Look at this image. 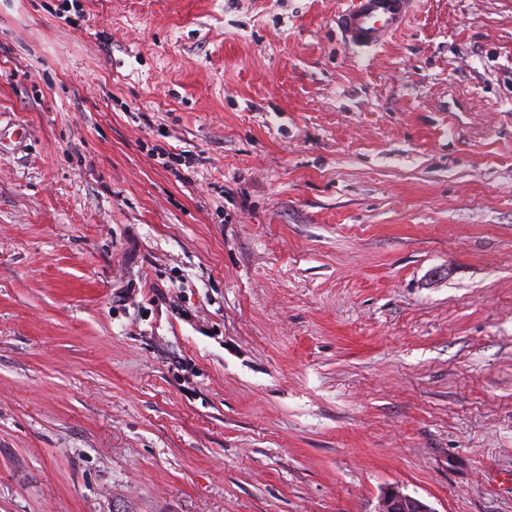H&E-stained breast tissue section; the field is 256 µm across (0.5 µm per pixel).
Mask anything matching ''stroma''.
Returning a JSON list of instances; mask_svg holds the SVG:
<instances>
[{
    "instance_id": "1",
    "label": "stroma",
    "mask_w": 512,
    "mask_h": 512,
    "mask_svg": "<svg viewBox=\"0 0 512 512\" xmlns=\"http://www.w3.org/2000/svg\"><path fill=\"white\" fill-rule=\"evenodd\" d=\"M0 0V512H512V0ZM415 0H349L336 12L340 39L363 50L383 45L408 20ZM378 512H434L424 502L403 493L399 487L387 489Z\"/></svg>"
}]
</instances>
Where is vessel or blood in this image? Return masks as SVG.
I'll return each mask as SVG.
<instances>
[{"label": "vessel or blood", "mask_w": 512, "mask_h": 512, "mask_svg": "<svg viewBox=\"0 0 512 512\" xmlns=\"http://www.w3.org/2000/svg\"><path fill=\"white\" fill-rule=\"evenodd\" d=\"M415 0H349L334 22L341 40L363 50L383 45L408 20Z\"/></svg>", "instance_id": "1"}]
</instances>
